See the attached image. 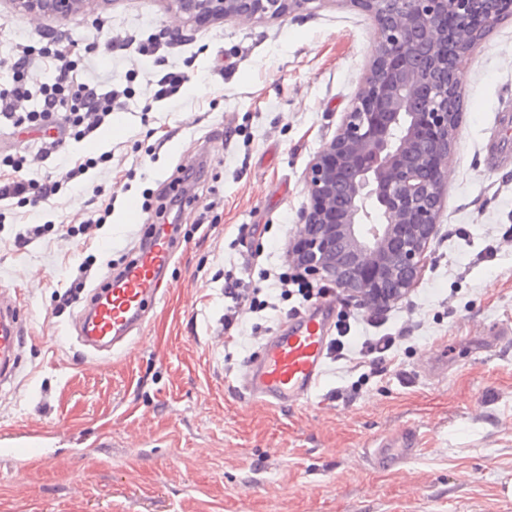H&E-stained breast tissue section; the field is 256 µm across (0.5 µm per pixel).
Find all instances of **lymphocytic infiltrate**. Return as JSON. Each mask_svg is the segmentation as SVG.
Instances as JSON below:
<instances>
[{"instance_id": "obj_1", "label": "lymphocytic infiltrate", "mask_w": 512, "mask_h": 512, "mask_svg": "<svg viewBox=\"0 0 512 512\" xmlns=\"http://www.w3.org/2000/svg\"><path fill=\"white\" fill-rule=\"evenodd\" d=\"M45 58L54 63L57 74L52 83L41 86L38 109L22 111V104L31 96L28 72L37 61ZM10 68L12 84L0 89V121L19 133L37 131L41 134L38 151L24 146L0 154V169L6 167L11 171L10 176L0 177V201H12L22 208L47 202L61 190L58 182L49 179L41 182L23 179L22 173L33 159L49 158L67 140H82L92 135L111 116L119 93L84 82L72 58L69 42L61 39L48 41L38 48H19ZM111 213L112 206L106 203L97 218L76 224H29L16 234L14 245L23 248L51 233L61 239L88 236L100 229Z\"/></svg>"}]
</instances>
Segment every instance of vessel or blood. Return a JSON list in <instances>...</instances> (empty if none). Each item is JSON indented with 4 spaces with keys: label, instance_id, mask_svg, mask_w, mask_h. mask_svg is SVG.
<instances>
[{
    "label": "vessel or blood",
    "instance_id": "obj_1",
    "mask_svg": "<svg viewBox=\"0 0 512 512\" xmlns=\"http://www.w3.org/2000/svg\"><path fill=\"white\" fill-rule=\"evenodd\" d=\"M179 243L170 229L157 227L148 246L128 267L97 289L74 320L77 340L91 353L114 351L139 330L148 307L163 294L165 273ZM336 301L326 297L288 317L249 361L240 390L250 402L286 407L308 399L319 387L335 328ZM28 328L21 317V294L0 290V386L13 382ZM416 454L413 431L378 439L366 455L380 470L397 469Z\"/></svg>",
    "mask_w": 512,
    "mask_h": 512
}]
</instances>
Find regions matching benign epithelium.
<instances>
[{
  "mask_svg": "<svg viewBox=\"0 0 512 512\" xmlns=\"http://www.w3.org/2000/svg\"><path fill=\"white\" fill-rule=\"evenodd\" d=\"M71 17L86 0H12ZM196 24L278 19L313 0H172ZM378 29L376 53L333 138L306 174L311 206L290 255L367 308L405 298L438 232L457 134L463 62L499 19V0H350Z\"/></svg>",
  "mask_w": 512,
  "mask_h": 512,
  "instance_id": "obj_1",
  "label": "benign epithelium"
}]
</instances>
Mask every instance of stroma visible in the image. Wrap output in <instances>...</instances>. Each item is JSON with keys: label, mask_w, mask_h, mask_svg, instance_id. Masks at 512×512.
I'll list each match as a JSON object with an SVG mask.
<instances>
[{"label": "stroma", "mask_w": 512, "mask_h": 512, "mask_svg": "<svg viewBox=\"0 0 512 512\" xmlns=\"http://www.w3.org/2000/svg\"><path fill=\"white\" fill-rule=\"evenodd\" d=\"M52 32L74 44L87 82L127 89L88 139L28 175L62 189L49 203L0 216V288L22 293L29 320L14 382L0 400V446L36 439L39 457L0 454V512H512V340L489 349L483 326L512 322V250L477 253L512 226V165L492 169L485 146L512 113V16L474 46L462 77L461 123L438 233L413 290L362 309L345 360L327 363L315 394L283 410L250 405L237 385L279 327L277 309L243 311L223 330L224 279L258 281L288 262L310 205L306 171L331 140L376 50L373 19L349 0H312L280 19L184 23L171 0H87L81 14L34 17L0 0V88L22 44ZM174 35L157 57L141 44ZM116 37L124 50L105 52ZM183 73L174 100L157 80ZM111 152L109 168L76 179L77 159ZM205 154L204 190L179 212L190 231L168 271L171 288L126 353L86 368L57 295L87 256L95 288L107 263L131 255L156 223L127 219L178 169ZM112 214L91 240L49 235L19 249L24 224L82 219L93 195ZM406 331L383 369L360 363L363 340ZM448 370L425 366L429 350ZM413 429L418 454L398 471L372 467L376 439Z\"/></svg>", "instance_id": "obj_1"}]
</instances>
